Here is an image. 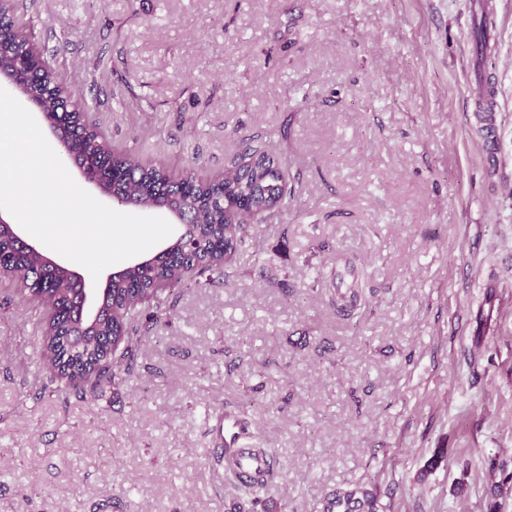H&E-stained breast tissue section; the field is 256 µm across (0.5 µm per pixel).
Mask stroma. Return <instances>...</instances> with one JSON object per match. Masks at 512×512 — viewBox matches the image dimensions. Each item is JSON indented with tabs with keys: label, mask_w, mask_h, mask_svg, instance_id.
Returning <instances> with one entry per match:
<instances>
[{
	"label": "stroma",
	"mask_w": 512,
	"mask_h": 512,
	"mask_svg": "<svg viewBox=\"0 0 512 512\" xmlns=\"http://www.w3.org/2000/svg\"><path fill=\"white\" fill-rule=\"evenodd\" d=\"M477 2L16 0L114 149L209 179L252 139L299 194L227 280L164 290L112 380L56 377L0 276V512H238L228 409L277 452L266 512H512V0L480 75ZM475 90L477 118L479 121L486 122V126H490L493 123L494 113L486 110H491L495 106V90L493 87L482 84V80L478 82Z\"/></svg>",
	"instance_id": "stroma-1"
}]
</instances>
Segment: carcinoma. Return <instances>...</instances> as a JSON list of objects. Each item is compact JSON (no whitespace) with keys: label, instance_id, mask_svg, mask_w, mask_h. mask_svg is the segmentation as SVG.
<instances>
[{"label":"carcinoma","instance_id":"obj_1","mask_svg":"<svg viewBox=\"0 0 512 512\" xmlns=\"http://www.w3.org/2000/svg\"><path fill=\"white\" fill-rule=\"evenodd\" d=\"M495 20L491 4L481 0L473 17L472 37L477 51L478 68L490 61L488 43ZM29 25L14 18L0 29V66L7 69L21 55L30 39ZM495 90L482 83L476 88L478 120L491 125L495 106ZM68 148L90 161L88 171L99 166V154L106 149L98 132L66 140ZM112 162L124 167L130 175L141 179L145 188L136 202L150 206L163 196H177L181 189L169 183L163 167L144 164L129 156L112 154ZM194 191L191 203L194 223L192 244L167 246L168 253L159 264L150 259L137 260L112 276V283L95 313L82 316L76 302L77 292L72 286V269L50 267L46 255L39 250L25 252L15 246L8 230L0 233V252L17 255L16 270L25 280L21 288L30 287V281L46 288L48 302L58 310L49 324L44 352L53 369L72 381L89 373L100 376L117 366L120 360L132 355L136 345L128 319L136 310L157 299L162 286H173L189 276H197L196 284H210L215 278L227 276L229 262L240 251L249 247L248 220L265 221L295 197L297 190L288 180V173L276 154L264 147L247 144L242 152L224 168V183L215 188L206 181L188 186ZM205 281H200V278ZM234 494L254 506L260 505L268 492V482L231 483Z\"/></svg>","mask_w":512,"mask_h":512}]
</instances>
